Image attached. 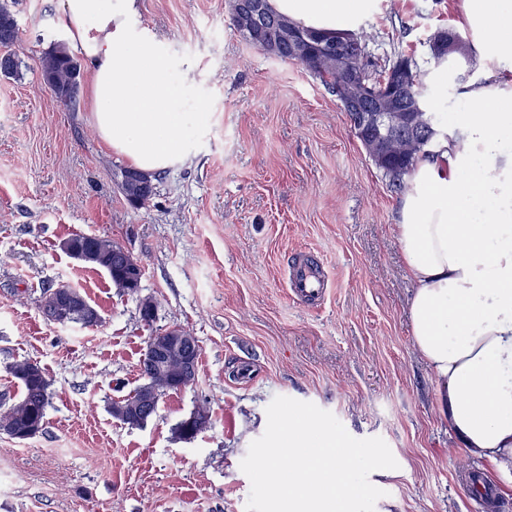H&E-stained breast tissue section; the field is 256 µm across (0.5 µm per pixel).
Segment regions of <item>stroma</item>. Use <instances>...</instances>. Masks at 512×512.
I'll list each match as a JSON object with an SVG mask.
<instances>
[{
	"label": "stroma",
	"mask_w": 512,
	"mask_h": 512,
	"mask_svg": "<svg viewBox=\"0 0 512 512\" xmlns=\"http://www.w3.org/2000/svg\"><path fill=\"white\" fill-rule=\"evenodd\" d=\"M8 3L20 40L16 72L0 74V408L20 397L15 361L37 362L50 386L40 434L0 432V512H245L240 463L277 396L388 444L398 466L370 474L384 492L375 512H482L472 472L512 504V470L470 455L439 416L407 320L401 197L319 79L241 38L230 0H140L134 24L166 45L191 154L135 208L86 99L66 108L42 79L43 56L66 40L62 0ZM456 23L452 0H372L360 29L377 33L376 57L399 40L420 58ZM185 58L199 62L187 79ZM75 234L125 246L144 267L138 294L71 258L61 243ZM305 258L331 282L316 305L287 285ZM61 282L97 325L47 322L43 290ZM142 296L157 305L148 325ZM175 325L198 340L195 383L163 394L144 426L124 425L112 402L140 384L148 337ZM200 405L209 427L179 439Z\"/></svg>",
	"instance_id": "1"
}]
</instances>
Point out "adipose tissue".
<instances>
[{
    "instance_id": "ef3b65f1",
    "label": "adipose tissue",
    "mask_w": 512,
    "mask_h": 512,
    "mask_svg": "<svg viewBox=\"0 0 512 512\" xmlns=\"http://www.w3.org/2000/svg\"><path fill=\"white\" fill-rule=\"evenodd\" d=\"M323 32L356 31L370 0H268ZM138 0H63L70 45L89 73L94 126L113 153L153 173L184 164L176 88L163 45L133 23ZM459 27L483 59L512 42V0H459ZM490 112H463L414 168L397 226L415 347L438 412L469 453L512 467V91L495 75L468 85Z\"/></svg>"
}]
</instances>
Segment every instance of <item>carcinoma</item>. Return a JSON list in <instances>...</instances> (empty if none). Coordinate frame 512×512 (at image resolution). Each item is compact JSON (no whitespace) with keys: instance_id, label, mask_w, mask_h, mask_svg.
Segmentation results:
<instances>
[{"instance_id":"obj_1","label":"carcinoma","mask_w":512,"mask_h":512,"mask_svg":"<svg viewBox=\"0 0 512 512\" xmlns=\"http://www.w3.org/2000/svg\"><path fill=\"white\" fill-rule=\"evenodd\" d=\"M250 0H236L237 7L231 11L235 29L245 40L266 55L284 63H297L315 75L329 91H334L338 82L336 70L314 63L319 45L330 40L331 34L303 27L287 17L273 12L268 0H263L261 11L250 12ZM304 33L312 37L308 47V58L303 61L295 54L291 39L292 32ZM358 47L366 55V62L358 67V75L375 92L386 88L388 72L403 66L407 80L396 95V105L401 112L388 123L367 121L373 114L376 100L367 99L360 112L348 113L351 129L360 141L373 165L382 173L388 186L402 193L409 187V180L417 162L433 153L438 146L441 133L440 118L431 107L424 112H409L407 108L421 101L426 94L427 76L430 67H440L458 58V55H440L433 43L448 38L447 31L441 29L428 40L427 57L417 59L393 48L392 55L383 61L375 62L369 51L374 37L360 33H349ZM19 40V26L8 2L0 3V47L9 48ZM43 80L51 87L56 98L69 106L76 101L81 75L79 59L62 45L56 46L42 58ZM118 186L125 199L134 207L145 205L154 193L149 175L135 169L123 168L117 173ZM75 248L94 249L100 255L98 265L112 283H117L130 266V257L112 250L114 241L107 237L75 234L70 237ZM10 372L21 387L20 400L3 411V418L12 421L18 428L35 422H44L49 404V382L45 373L30 370L29 361L19 360L10 366Z\"/></svg>"}]
</instances>
